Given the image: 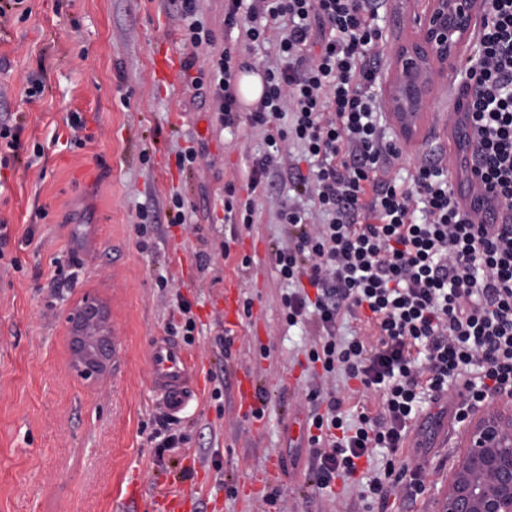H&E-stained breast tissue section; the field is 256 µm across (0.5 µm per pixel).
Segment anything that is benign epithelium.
Wrapping results in <instances>:
<instances>
[{"mask_svg":"<svg viewBox=\"0 0 512 512\" xmlns=\"http://www.w3.org/2000/svg\"><path fill=\"white\" fill-rule=\"evenodd\" d=\"M484 10L483 0H425L416 15V35L392 52L385 87L401 135L415 134L412 116L428 106L433 86L457 66L469 34ZM72 370L98 381L112 359V324L107 307L87 296L67 315ZM462 457L440 492L438 512H512V404L466 413Z\"/></svg>","mask_w":512,"mask_h":512,"instance_id":"obj_1","label":"benign epithelium"}]
</instances>
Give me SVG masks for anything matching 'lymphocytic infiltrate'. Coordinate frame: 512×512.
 I'll list each match as a JSON object with an SVG mask.
<instances>
[{
  "instance_id": "f902f5d3",
  "label": "lymphocytic infiltrate",
  "mask_w": 512,
  "mask_h": 512,
  "mask_svg": "<svg viewBox=\"0 0 512 512\" xmlns=\"http://www.w3.org/2000/svg\"><path fill=\"white\" fill-rule=\"evenodd\" d=\"M178 2L190 86L208 91L223 126L245 120L267 131L270 151L249 171L246 201L225 200V213L252 226L259 199L287 179L330 217L312 224L302 209H280L288 244L272 258L292 287L284 318L316 326L309 365L359 381L381 401L351 421L336 394L311 389L310 467L318 488L330 489L356 474L359 459L388 449L362 490L385 504L400 485L420 484L396 461L420 394L437 403L449 385L462 387L460 422L487 397L512 396V0H485L475 54L460 69L465 164L495 202L478 223L459 207L442 156L424 158L407 186L388 176L401 149L381 135L371 93L382 71V0H226V28L273 46L263 95L245 115L237 77L248 64L227 47L197 67L194 49L214 45L215 33L198 0ZM286 140L302 146L308 169L283 170L273 148ZM418 209L425 223L414 222ZM346 315L375 324V342L338 337Z\"/></svg>"
}]
</instances>
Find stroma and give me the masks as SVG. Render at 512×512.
<instances>
[{
  "label": "stroma",
  "mask_w": 512,
  "mask_h": 512,
  "mask_svg": "<svg viewBox=\"0 0 512 512\" xmlns=\"http://www.w3.org/2000/svg\"><path fill=\"white\" fill-rule=\"evenodd\" d=\"M31 16L0 26V117L23 125L22 147L0 170V220L10 242L0 259V512H153L162 485L194 487L193 512H379L357 487L318 489L307 469L306 420L312 385L336 392L348 413L376 411L374 393L352 392L340 379L312 382L304 349L313 326L281 320L279 280L270 251L287 245L282 202L323 223L308 196L290 181L266 199L253 228L224 221L222 196L234 184L247 194V171L266 149L258 127H223L204 96L153 71L161 51L182 54L172 0H30ZM422 0H384L377 24L384 52L413 34ZM45 75L42 99L26 102L30 77ZM448 87L429 101L437 117L416 146L403 149L391 171L407 182L424 154L448 153L449 179L462 195L463 151L449 152ZM87 122L91 142L68 146L69 113ZM44 154L30 163L34 144ZM200 154L190 170L176 155ZM186 205L187 222L171 227V195ZM28 246L20 240L27 230ZM208 258L200 269L198 254ZM250 266H242L243 257ZM234 284L249 315L224 317V286ZM105 302L119 333L114 369L98 382L70 366L65 312L85 296ZM191 301L199 334L185 352L197 372L179 412L185 441L157 453L147 425L166 412L150 384L152 339L164 337L177 297ZM231 332L222 351L216 340ZM249 368L268 395L260 423L241 414L234 398L237 368ZM220 399H212L215 386ZM416 428L418 449L402 458L424 486L415 496L391 495L386 512H437V494L459 460L458 441L444 442L430 403ZM297 461L299 474L280 472L260 483L252 475L268 460ZM138 477V503L124 500ZM277 493L276 504L266 497Z\"/></svg>",
  "instance_id": "35a3bbf8"
}]
</instances>
